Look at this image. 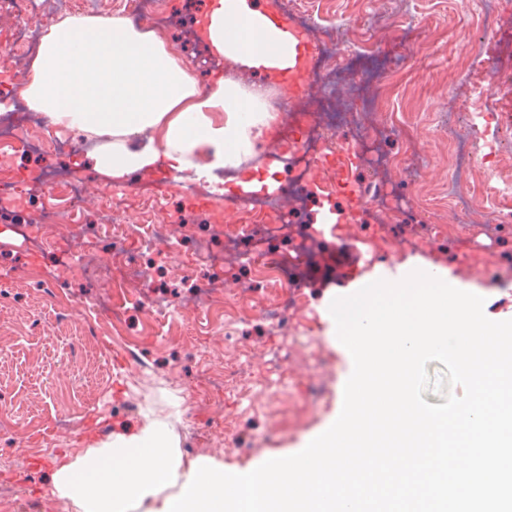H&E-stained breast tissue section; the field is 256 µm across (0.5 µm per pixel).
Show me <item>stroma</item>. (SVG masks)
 Masks as SVG:
<instances>
[{"mask_svg":"<svg viewBox=\"0 0 512 512\" xmlns=\"http://www.w3.org/2000/svg\"><path fill=\"white\" fill-rule=\"evenodd\" d=\"M11 2L0 0V94L16 90L31 67L8 54L23 24ZM275 2L283 11L295 6L292 22L309 15V45L334 37L344 61L365 72L389 128L380 151L402 154L410 134L420 149L417 170H392L398 202L382 225L368 210L351 212L343 194L332 202L340 223H316L312 209L292 211L310 240L352 233L356 249L278 292L247 261L201 260L199 245L224 248L220 205L190 206L178 188L160 191L158 175L129 179L119 218L130 228L143 223L154 196L165 194L156 218L169 225L173 247L130 231L117 243L101 236L81 255L74 243L102 223L111 193L84 152L62 165L32 153L0 164V186L17 189L13 207L0 211V405L10 411L0 427V512H66L51 493L56 462L144 411L173 427L185 456L215 457L230 469L304 449L341 413L354 368L348 347L327 337L323 296L398 274L408 259L460 277L482 294L486 316L512 314V223L482 220L486 187L512 178V0H490L467 32L454 0ZM478 74L490 96L475 118L458 100ZM474 118L486 140L473 139ZM455 137L468 139L472 169L452 167ZM73 179L85 183L83 208L55 226L45 248L26 246L20 227L39 232L40 210L64 203L43 196L45 183ZM458 183L473 194V219L448 206ZM18 269L30 277H15ZM215 282L223 292L201 302ZM230 364L236 376L228 382ZM467 391L452 358L419 363L415 395L425 410L446 411Z\"/></svg>","mask_w":512,"mask_h":512,"instance_id":"stroma-1","label":"stroma"}]
</instances>
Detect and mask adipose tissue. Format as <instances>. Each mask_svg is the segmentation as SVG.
I'll return each mask as SVG.
<instances>
[{
	"label": "adipose tissue",
	"instance_id": "obj_1",
	"mask_svg": "<svg viewBox=\"0 0 512 512\" xmlns=\"http://www.w3.org/2000/svg\"><path fill=\"white\" fill-rule=\"evenodd\" d=\"M200 32L225 67L268 76L288 65V37L256 0H209ZM15 96L93 139V169L108 183L163 166L198 180L228 174L256 191L262 182L244 163L276 128L264 84L220 76L200 87L156 30L123 16L50 26ZM323 310L355 368L343 416L308 449L230 471L215 458H185L173 428L145 413L64 458L53 495L72 512H375L364 490L380 480L385 512H512V495L493 498L475 467L449 462L463 448H492L497 471L512 475V322L490 320L447 269L421 263L364 296H327ZM441 354L470 392L431 415L415 399V372ZM392 448L403 449L400 464Z\"/></svg>",
	"mask_w": 512,
	"mask_h": 512
}]
</instances>
